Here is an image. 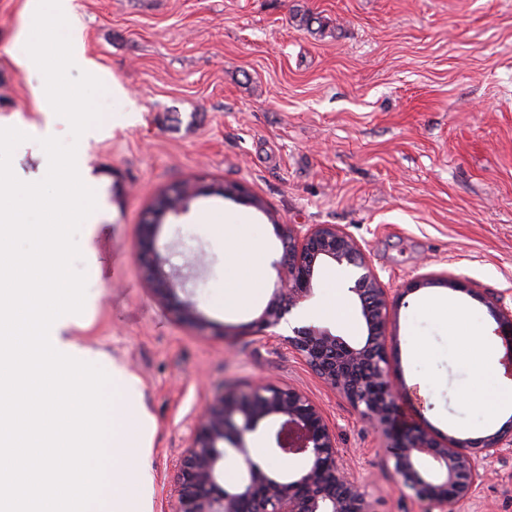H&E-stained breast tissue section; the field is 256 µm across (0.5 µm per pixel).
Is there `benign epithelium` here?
<instances>
[{"label":"benign epithelium","instance_id":"benign-epithelium-1","mask_svg":"<svg viewBox=\"0 0 512 512\" xmlns=\"http://www.w3.org/2000/svg\"><path fill=\"white\" fill-rule=\"evenodd\" d=\"M213 189L193 181L165 194L142 219L138 263L148 286L176 318L204 330L208 322L195 303L181 296V268L164 270L166 258L156 230L170 214L185 210L198 194ZM280 288L257 321L262 336H278L285 314L312 295L317 271L327 262L357 269L349 287L366 336L348 342L326 328L298 326L288 345L330 389L345 397L366 423L392 441L394 469L427 512H459L476 497L487 463L512 452V424L480 440L446 439L423 429L393 434L399 389L387 356V292L367 264L361 245L336 224H281ZM284 417L276 436L282 453L306 454L294 477L274 476L251 457L245 435L268 418ZM233 445L243 470L232 484L224 478V444ZM174 512H375L372 495L346 462L323 413L305 393L271 382L247 390H221L194 419L179 462Z\"/></svg>","mask_w":512,"mask_h":512}]
</instances>
